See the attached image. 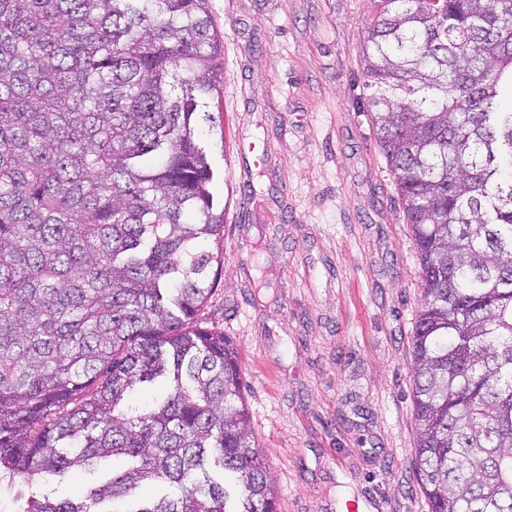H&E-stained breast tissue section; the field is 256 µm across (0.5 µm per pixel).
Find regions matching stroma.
<instances>
[{
    "label": "stroma",
    "instance_id": "1",
    "mask_svg": "<svg viewBox=\"0 0 512 512\" xmlns=\"http://www.w3.org/2000/svg\"><path fill=\"white\" fill-rule=\"evenodd\" d=\"M224 38L199 138L224 212L200 318L241 360L278 512H429L411 338L419 261L365 104L373 0H209Z\"/></svg>",
    "mask_w": 512,
    "mask_h": 512
}]
</instances>
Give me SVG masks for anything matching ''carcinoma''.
I'll list each match as a JSON object with an SVG mask.
<instances>
[{
    "label": "carcinoma",
    "instance_id": "cac0c4a2",
    "mask_svg": "<svg viewBox=\"0 0 512 512\" xmlns=\"http://www.w3.org/2000/svg\"><path fill=\"white\" fill-rule=\"evenodd\" d=\"M375 2L367 104L419 260V491L512 512V0ZM222 65L208 0H0L10 512H276L237 350L197 322L224 249L197 134ZM116 457L79 502L37 489Z\"/></svg>",
    "mask_w": 512,
    "mask_h": 512
}]
</instances>
